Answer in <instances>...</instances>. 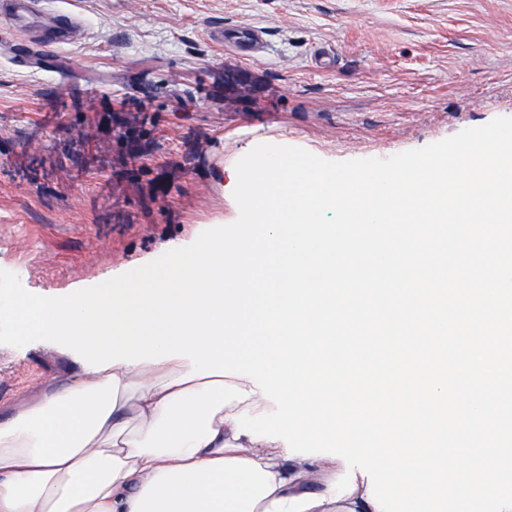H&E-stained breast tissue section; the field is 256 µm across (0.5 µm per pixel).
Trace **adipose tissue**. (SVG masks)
<instances>
[{"instance_id":"1","label":"adipose tissue","mask_w":512,"mask_h":512,"mask_svg":"<svg viewBox=\"0 0 512 512\" xmlns=\"http://www.w3.org/2000/svg\"><path fill=\"white\" fill-rule=\"evenodd\" d=\"M189 360L118 364L45 390L0 422V512H377L368 480L335 497L321 457L251 440L274 410L248 378Z\"/></svg>"}]
</instances>
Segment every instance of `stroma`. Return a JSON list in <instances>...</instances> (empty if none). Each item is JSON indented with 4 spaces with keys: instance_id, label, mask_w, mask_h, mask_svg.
Returning a JSON list of instances; mask_svg holds the SVG:
<instances>
[{
    "instance_id": "stroma-1",
    "label": "stroma",
    "mask_w": 512,
    "mask_h": 512,
    "mask_svg": "<svg viewBox=\"0 0 512 512\" xmlns=\"http://www.w3.org/2000/svg\"><path fill=\"white\" fill-rule=\"evenodd\" d=\"M71 44L20 66L0 41V269L91 286L231 224L221 171L257 145L329 161L425 147L512 117V0H65ZM258 28L254 56L208 38ZM254 95L224 107V70ZM80 366L0 345V416Z\"/></svg>"
}]
</instances>
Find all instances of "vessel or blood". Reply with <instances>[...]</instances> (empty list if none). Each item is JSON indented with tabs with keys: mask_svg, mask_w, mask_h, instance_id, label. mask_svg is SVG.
I'll return each mask as SVG.
<instances>
[{
	"mask_svg": "<svg viewBox=\"0 0 512 512\" xmlns=\"http://www.w3.org/2000/svg\"><path fill=\"white\" fill-rule=\"evenodd\" d=\"M42 0H0V27L15 29L27 18L42 13L48 14L47 24L38 31V43L29 48L22 62L29 67L37 66L44 51L57 50L70 44L74 30L80 25V17L66 7H54L43 10ZM210 38L217 44H228L234 47H257L261 41V33L256 29L235 30L221 25L211 27Z\"/></svg>",
	"mask_w": 512,
	"mask_h": 512,
	"instance_id": "vessel-or-blood-1",
	"label": "vessel or blood"
}]
</instances>
